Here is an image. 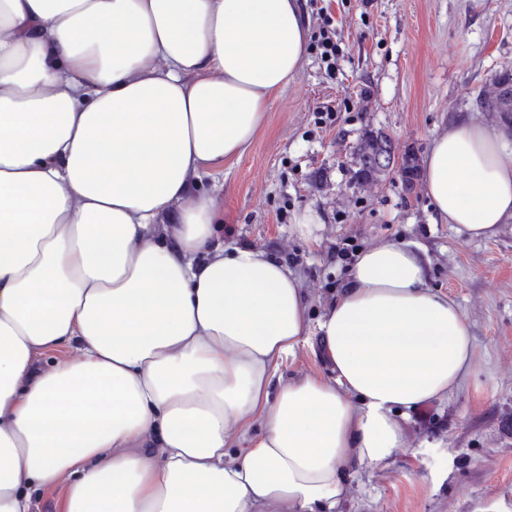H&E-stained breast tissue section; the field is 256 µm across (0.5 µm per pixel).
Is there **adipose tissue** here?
<instances>
[{
	"label": "adipose tissue",
	"instance_id": "adipose-tissue-1",
	"mask_svg": "<svg viewBox=\"0 0 512 512\" xmlns=\"http://www.w3.org/2000/svg\"><path fill=\"white\" fill-rule=\"evenodd\" d=\"M301 0H0V512H336L397 419L474 362L415 249L357 254L318 326L287 265L214 239L202 173L303 61ZM423 190L471 238L512 220L493 126L434 136ZM318 334L328 376L281 382Z\"/></svg>",
	"mask_w": 512,
	"mask_h": 512
}]
</instances>
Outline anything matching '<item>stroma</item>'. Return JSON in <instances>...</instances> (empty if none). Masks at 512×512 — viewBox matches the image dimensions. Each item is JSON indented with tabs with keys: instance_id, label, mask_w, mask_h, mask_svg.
Masks as SVG:
<instances>
[{
	"instance_id": "35a3bbf8",
	"label": "stroma",
	"mask_w": 512,
	"mask_h": 512,
	"mask_svg": "<svg viewBox=\"0 0 512 512\" xmlns=\"http://www.w3.org/2000/svg\"><path fill=\"white\" fill-rule=\"evenodd\" d=\"M336 35L333 73L306 51L251 148L202 176L223 212L218 236L286 263L318 321L357 255L383 241L423 249L428 285L469 321L474 364L448 400L404 417L407 446L353 474L337 512H512V221L471 239L436 221L423 189L354 178L368 128L426 153L463 118L501 127L477 96L512 62V0H317ZM320 222L293 231L296 213Z\"/></svg>"
}]
</instances>
